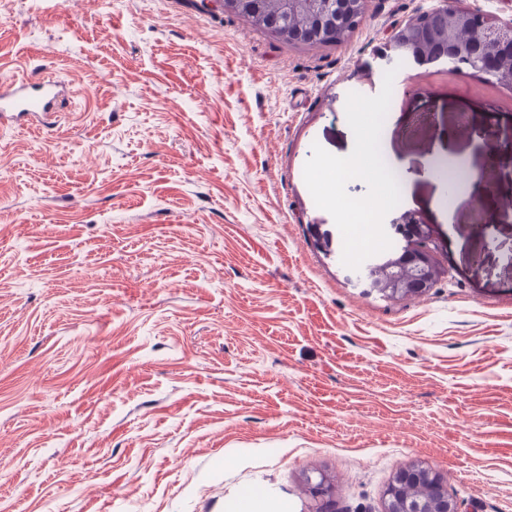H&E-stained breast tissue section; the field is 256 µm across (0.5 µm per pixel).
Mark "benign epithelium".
<instances>
[{
    "instance_id": "7a95c632",
    "label": "benign epithelium",
    "mask_w": 512,
    "mask_h": 512,
    "mask_svg": "<svg viewBox=\"0 0 512 512\" xmlns=\"http://www.w3.org/2000/svg\"><path fill=\"white\" fill-rule=\"evenodd\" d=\"M222 2L224 12L249 21L279 41L316 45L327 43L339 26L360 27L368 16L370 0H283L282 13L274 17L260 10L259 0ZM297 12L306 14L308 20L307 26L299 30L288 25V17ZM388 51L392 62L441 63L450 75L469 69L484 73L497 86L512 87V18L492 19L466 6L464 0H436L434 7L409 18L392 33ZM391 224L399 228L412 224L421 229L425 244L411 243L408 251L417 265L433 273L435 244L420 212H397ZM424 479L438 485L439 492L434 497L412 505L398 495L400 486ZM385 498V512H457L442 478L418 465L400 468L385 491Z\"/></svg>"
}]
</instances>
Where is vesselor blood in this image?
<instances>
[{"instance_id": "vessel-or-blood-1", "label": "vessel or blood", "mask_w": 512, "mask_h": 512, "mask_svg": "<svg viewBox=\"0 0 512 512\" xmlns=\"http://www.w3.org/2000/svg\"><path fill=\"white\" fill-rule=\"evenodd\" d=\"M68 88L52 80L4 78L0 80V121H47L59 102L65 100Z\"/></svg>"}]
</instances>
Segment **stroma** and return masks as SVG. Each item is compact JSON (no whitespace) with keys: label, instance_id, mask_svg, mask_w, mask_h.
Listing matches in <instances>:
<instances>
[{"label":"stroma","instance_id":"stroma-1","mask_svg":"<svg viewBox=\"0 0 512 512\" xmlns=\"http://www.w3.org/2000/svg\"><path fill=\"white\" fill-rule=\"evenodd\" d=\"M433 5L292 46L199 0H0V76L73 90L0 131V512H235L254 486L315 512L316 471L335 512H383L411 463L459 512H512V177L473 224L425 170L494 163L474 131L512 138V91L396 72L382 142L446 270L422 295L362 288L303 177Z\"/></svg>","mask_w":512,"mask_h":512}]
</instances>
